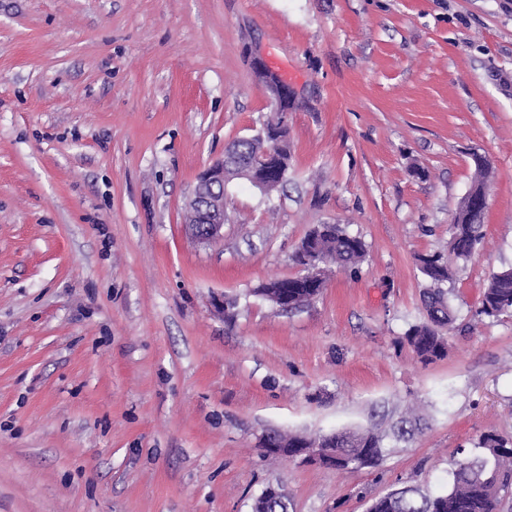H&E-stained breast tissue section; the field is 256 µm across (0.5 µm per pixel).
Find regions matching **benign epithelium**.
Wrapping results in <instances>:
<instances>
[{"label": "benign epithelium", "instance_id": "1", "mask_svg": "<svg viewBox=\"0 0 512 512\" xmlns=\"http://www.w3.org/2000/svg\"><path fill=\"white\" fill-rule=\"evenodd\" d=\"M254 71L258 73L256 82L274 102H279L285 93L282 80L270 71L264 60L255 59ZM273 151L266 147L258 157L245 151L225 149L224 155L206 166L199 174L196 184L186 203L185 225L188 232L202 243H212L224 237V193L227 181L224 168L232 166L239 171L238 178L253 182L260 190L265 186L254 180L253 174L259 170L258 162L270 161ZM306 463L332 465L336 459L324 448H306L299 453Z\"/></svg>", "mask_w": 512, "mask_h": 512}]
</instances>
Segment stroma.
<instances>
[{"label":"stroma","mask_w":512,"mask_h":512,"mask_svg":"<svg viewBox=\"0 0 512 512\" xmlns=\"http://www.w3.org/2000/svg\"><path fill=\"white\" fill-rule=\"evenodd\" d=\"M294 88L283 190L229 182L224 238L184 207L203 166ZM485 241L448 281L446 357L415 257L444 250L473 154ZM367 255L275 310L317 224ZM512 265V0H0V512H367L447 491L457 449L512 435V317L477 316ZM236 301L226 321L222 301ZM419 406L408 442L389 430ZM386 432L350 474L268 453L272 430ZM254 71L259 74L258 76L255 74V79L266 95L275 103L279 102L286 91L282 80L267 68L264 60L260 57L255 59ZM288 291V297L277 292V287L266 288L263 298L278 310H282L288 301V311L297 310L311 304L321 294L324 281L314 284L302 278H275ZM279 490L274 486H269L255 499L252 509L253 512H288V499L281 494L276 500L266 498V495L276 496Z\"/></svg>","instance_id":"35a3bbf8"}]
</instances>
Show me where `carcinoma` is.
I'll use <instances>...</instances> for the list:
<instances>
[{
	"mask_svg": "<svg viewBox=\"0 0 512 512\" xmlns=\"http://www.w3.org/2000/svg\"><path fill=\"white\" fill-rule=\"evenodd\" d=\"M475 179L470 187L474 199L463 200L452 224L448 225V255L440 252L417 255V266L429 282L422 294L425 320L409 326L401 339L423 362L432 363L445 356L447 340L443 330L454 324L456 314L450 305L443 285L452 277V263L468 260L482 245L484 239L483 205L479 198L488 196L490 167L474 163ZM295 257L299 264L310 256L323 264H336L354 273L363 261L365 242L349 234L340 224H319L303 238ZM279 284L288 291V310H297L311 304L321 294L324 283L314 284L302 278L282 277ZM512 313V267L491 274L484 288L477 315L497 318ZM273 442L288 440V457L299 451V444L309 440L320 442L343 464L339 471H354L375 467L383 457L382 436L373 430L344 431L331 435L309 437L299 433H273ZM477 452L460 449L451 469L448 492L432 495L418 487L405 485L383 496L370 505L369 512H496L501 490L512 485V437L495 431L483 433L474 444ZM285 496L276 500L257 497L253 512H288Z\"/></svg>",
	"mask_w": 512,
	"mask_h": 512,
	"instance_id": "carcinoma-1",
	"label": "carcinoma"
}]
</instances>
